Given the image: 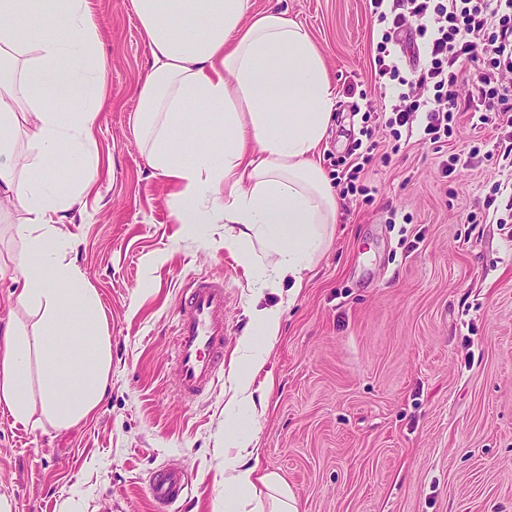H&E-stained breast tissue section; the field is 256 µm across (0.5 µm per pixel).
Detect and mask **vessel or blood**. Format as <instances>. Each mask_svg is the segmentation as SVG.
<instances>
[{
	"label": "vessel or blood",
	"instance_id": "obj_1",
	"mask_svg": "<svg viewBox=\"0 0 512 512\" xmlns=\"http://www.w3.org/2000/svg\"><path fill=\"white\" fill-rule=\"evenodd\" d=\"M226 341L223 281L205 277L193 281L179 307L173 338L183 395H197L215 382ZM184 489L181 475L170 469L156 471L150 480L152 498L163 507L178 501Z\"/></svg>",
	"mask_w": 512,
	"mask_h": 512
}]
</instances>
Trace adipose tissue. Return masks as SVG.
<instances>
[{
  "instance_id": "adipose-tissue-1",
  "label": "adipose tissue",
  "mask_w": 512,
  "mask_h": 512,
  "mask_svg": "<svg viewBox=\"0 0 512 512\" xmlns=\"http://www.w3.org/2000/svg\"><path fill=\"white\" fill-rule=\"evenodd\" d=\"M131 3L151 52L133 126L152 168L174 188L175 223L225 225L224 247L238 254L259 241L268 263L247 272L260 288L286 282L298 293L339 211L317 160L337 96L317 45L282 12L251 13L250 0ZM100 44L88 0H0V205L23 214L13 227L22 247L0 259V273L13 275L16 307L42 315L39 331L12 320L0 333V405L32 429L87 419L110 379L105 314L95 289L65 262L73 243L63 230L99 175L96 119L109 85ZM51 89L80 108L50 104ZM62 155L77 172L67 192L55 167ZM281 320L280 306L253 307L239 339L242 368L224 408V512H299L277 472L249 466L256 434L242 413L256 404L253 383Z\"/></svg>"
}]
</instances>
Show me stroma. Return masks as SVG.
I'll list each match as a JSON object with an SVG mask.
<instances>
[{
	"label": "stroma",
	"instance_id": "35a3bbf8",
	"mask_svg": "<svg viewBox=\"0 0 512 512\" xmlns=\"http://www.w3.org/2000/svg\"><path fill=\"white\" fill-rule=\"evenodd\" d=\"M302 23L337 91L320 164L354 153L365 116L388 99L371 76L379 25L368 0H250ZM110 73L96 138L98 183L74 214L66 261L95 288L107 316L111 374L94 415L32 430L0 407V495L11 512H157L150 478L182 471L169 512H223L224 407L237 346L255 300L281 306L265 374L266 407L252 459L297 496L300 512H512V242L483 220L505 141L460 114L441 147L385 133L365 178L371 201H340L328 248L296 296L257 297L224 227L184 232L172 188L133 127L150 53L131 0H89ZM361 82L366 97L351 96ZM481 153L469 157L471 146ZM463 155L451 174L441 162ZM477 223H470V216ZM224 281L230 341L216 383L182 399L171 365L183 288Z\"/></svg>",
	"mask_w": 512,
	"mask_h": 512
}]
</instances>
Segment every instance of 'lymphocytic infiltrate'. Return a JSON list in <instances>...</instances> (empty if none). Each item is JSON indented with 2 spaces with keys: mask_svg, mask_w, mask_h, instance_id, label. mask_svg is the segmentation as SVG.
I'll list each match as a JSON object with an SVG mask.
<instances>
[{
  "mask_svg": "<svg viewBox=\"0 0 512 512\" xmlns=\"http://www.w3.org/2000/svg\"><path fill=\"white\" fill-rule=\"evenodd\" d=\"M382 24L374 76L391 104L378 128H362L364 152L337 159L341 196H370L363 172L379 143L376 130L399 144L424 114L423 138L447 142L459 110L476 113L477 124L512 140V0H369ZM471 84L466 104L458 102L463 76Z\"/></svg>",
  "mask_w": 512,
  "mask_h": 512,
  "instance_id": "lymphocytic-infiltrate-1",
  "label": "lymphocytic infiltrate"
}]
</instances>
